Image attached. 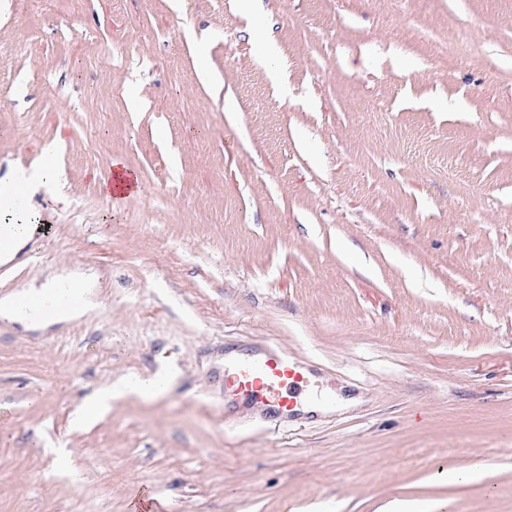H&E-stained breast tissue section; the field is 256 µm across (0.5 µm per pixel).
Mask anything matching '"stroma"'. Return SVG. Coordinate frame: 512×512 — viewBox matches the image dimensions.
<instances>
[{
  "label": "stroma",
  "instance_id": "obj_1",
  "mask_svg": "<svg viewBox=\"0 0 512 512\" xmlns=\"http://www.w3.org/2000/svg\"><path fill=\"white\" fill-rule=\"evenodd\" d=\"M409 2L0 0V177L59 171L0 207L51 227L0 297L99 292L0 322V512H512V0ZM117 161L139 188L110 199ZM232 351L358 403L274 418ZM20 289L4 300L0 299V316L3 321L18 324L27 331H45L54 324L69 322L76 316L85 315L97 306L89 298V286L81 279H52L39 289ZM65 289L69 291L70 298L67 304H57L55 310L41 320L31 321L25 318L21 311L24 301L52 296ZM169 387L170 379L162 374L149 378L127 377L98 389L81 405L79 417L84 421H90L110 411L112 399L128 394L157 398L165 395Z\"/></svg>",
  "mask_w": 512,
  "mask_h": 512
}]
</instances>
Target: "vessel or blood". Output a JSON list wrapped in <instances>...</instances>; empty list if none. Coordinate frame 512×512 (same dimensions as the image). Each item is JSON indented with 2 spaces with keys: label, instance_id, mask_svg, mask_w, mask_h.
Returning <instances> with one entry per match:
<instances>
[{
  "label": "vessel or blood",
  "instance_id": "vessel-or-blood-1",
  "mask_svg": "<svg viewBox=\"0 0 512 512\" xmlns=\"http://www.w3.org/2000/svg\"><path fill=\"white\" fill-rule=\"evenodd\" d=\"M231 384L249 401L292 410L310 380L298 364L282 356H268L258 362L246 361L235 371Z\"/></svg>",
  "mask_w": 512,
  "mask_h": 512
}]
</instances>
